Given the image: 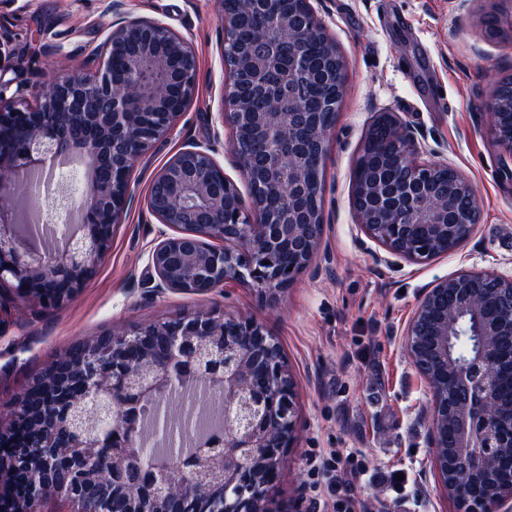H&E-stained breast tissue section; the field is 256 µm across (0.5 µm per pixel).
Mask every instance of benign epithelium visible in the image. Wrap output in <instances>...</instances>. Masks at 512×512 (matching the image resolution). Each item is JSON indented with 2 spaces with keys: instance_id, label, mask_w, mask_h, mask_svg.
Listing matches in <instances>:
<instances>
[{
  "instance_id": "benign-epithelium-1",
  "label": "benign epithelium",
  "mask_w": 512,
  "mask_h": 512,
  "mask_svg": "<svg viewBox=\"0 0 512 512\" xmlns=\"http://www.w3.org/2000/svg\"><path fill=\"white\" fill-rule=\"evenodd\" d=\"M112 13V31L97 47L102 59L88 76L68 72L52 76L36 92V104L19 107L0 83V284L15 295L13 315L20 319L30 300L59 307L84 288L112 238L130 191L137 160L173 129L180 113L172 102L179 95L190 101L196 86L197 63L188 41L165 24L122 11L120 0H105ZM224 30L237 20L230 0H218ZM256 16L274 15L275 27L262 43L248 51L247 72L261 86H270L269 107L255 109L242 98L235 83L226 90L222 124L234 130L229 149L249 187L242 196L224 176L211 146L193 145L175 155L154 177L147 210L175 235H162L151 253L152 274L142 286L164 291L207 294L229 281L260 290L270 306L277 295L316 259L331 261L324 240V184L308 176L317 153H326L333 128L323 113L308 112L303 96L310 64L304 54L308 40L327 44L328 69L336 80L341 103L346 90V64L335 43L317 20L310 0H302L309 21L293 12L276 11L275 0H246ZM126 58L125 82L116 86L112 59ZM505 93L494 92L486 122L495 146L512 159V141L498 135L507 113L501 110ZM398 137L399 172L391 181L372 179L352 190V204L365 233L388 253L414 262L431 259L454 238L463 244L478 224L480 205L473 185L458 197L431 184L445 161L421 158L422 146L407 124L387 113ZM91 156L80 174V189L64 171L52 172L49 187L57 197L66 232L63 248L37 245L39 237L28 224L18 186L55 163ZM475 271L437 282L421 299L406 330L405 349L429 383L434 364L448 362V316L438 321L435 357L423 360L413 344L415 323L422 308L437 298L449 300L459 316L476 312L478 295L470 287ZM475 334L486 339L478 360L456 369L464 404L448 406L433 391L430 447L439 448L437 421L450 414L463 428L457 458L472 460L469 479L480 480L494 469V447H512V426L497 445L479 440L486 426L500 420L495 391L484 386L486 366L497 361L492 337L499 322L475 321ZM112 356L101 357L94 345L80 364L85 397L61 412L66 427L62 476L48 475L54 496L77 504L85 498L89 479L84 448H101L112 459V499L95 497L89 512H278L269 492L278 480L274 471L261 482L249 461L267 459L281 466L296 435L294 383L278 343L250 318L199 310L172 322H154L108 333ZM199 380L218 387L231 405L224 419L188 455H174L164 464L149 461L134 469L141 433L139 404L175 383ZM24 404L18 399L0 417V436L12 431ZM41 501L32 484L19 498L0 473V512H31ZM503 499L459 507L460 512H499Z\"/></svg>"
}]
</instances>
